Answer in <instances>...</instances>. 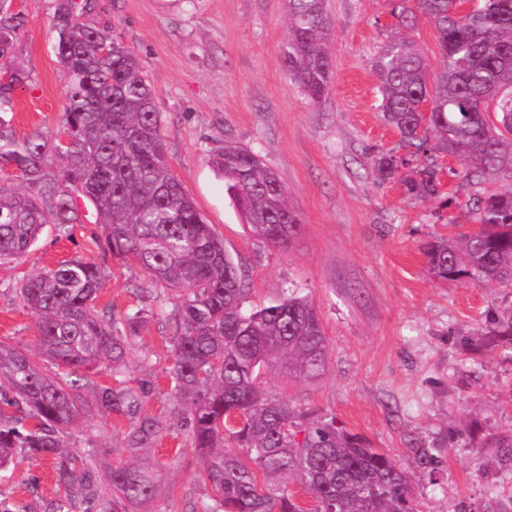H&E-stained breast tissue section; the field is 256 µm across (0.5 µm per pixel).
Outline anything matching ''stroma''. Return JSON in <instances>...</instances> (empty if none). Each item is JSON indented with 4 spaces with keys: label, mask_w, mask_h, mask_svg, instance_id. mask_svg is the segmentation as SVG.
I'll use <instances>...</instances> for the list:
<instances>
[{
    "label": "stroma",
    "mask_w": 512,
    "mask_h": 512,
    "mask_svg": "<svg viewBox=\"0 0 512 512\" xmlns=\"http://www.w3.org/2000/svg\"><path fill=\"white\" fill-rule=\"evenodd\" d=\"M56 4L12 0L24 19L15 52L31 74L12 98L21 137H65ZM326 7L335 70L318 103L288 73V0H91L80 20L111 26L140 58L169 164L244 271L249 303L298 291L317 306L328 339L324 374L269 372L264 393L296 412L335 417L403 463L411 446L435 449L437 470L416 480L420 512H512V339L498 325L512 316V285L429 273L425 244L470 222L450 224L451 210L407 200L398 183L372 172L374 153L399 140L379 108L372 67L393 24L390 0ZM227 142L260 155L287 185L303 224L289 249L252 236L226 195L211 157ZM100 233L95 224H49L27 254L0 265V338L27 347L36 339L38 318L16 291L24 276L75 257L95 263L100 314L142 315L118 380L145 394L130 413H94L71 427L68 464L107 490L113 467L150 459L158 494L129 512H192L210 487L171 391L167 295L139 266L104 255L94 243ZM144 425L142 447H132L130 433ZM52 468L30 449L0 467V512H44L84 495L80 484H57Z\"/></svg>",
    "instance_id": "1"
}]
</instances>
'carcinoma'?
Masks as SVG:
<instances>
[{
  "instance_id": "cac0c4a2",
  "label": "carcinoma",
  "mask_w": 512,
  "mask_h": 512,
  "mask_svg": "<svg viewBox=\"0 0 512 512\" xmlns=\"http://www.w3.org/2000/svg\"><path fill=\"white\" fill-rule=\"evenodd\" d=\"M84 6L59 0L55 50L67 84L62 146L41 132L16 135L12 92L31 81L15 60L23 26L11 0H0V163L24 183L0 185V262L29 251L48 224L100 225L105 253L140 266L171 293L169 376L174 398L191 423L201 457L200 478L211 488L200 512H418L414 481L438 465L432 448H411L410 466L336 426L307 421L259 388L264 371L314 379L325 369L327 338L306 295L292 293L246 305L239 265L169 169L160 113L134 51L105 29L75 21ZM458 0H395L397 33L373 67L384 118L398 148L379 152L373 169L399 183L415 201L458 208L478 229L427 244L429 271L440 279L512 284V0H478L458 16ZM435 29L440 71L408 31L417 16ZM325 0H288L286 63L293 83L313 102L333 77ZM431 99L428 116L417 111ZM455 156L460 168L440 164ZM224 188L250 232L285 250L301 232L288 187L256 153L226 143L212 158ZM468 189L467 200L444 191L443 176ZM101 274L82 261L23 280L17 292L39 316L35 349L0 339V467L31 448L57 460L55 479L80 481L63 459L64 434L97 407L126 413L140 396L97 382L120 373L140 313L106 318L95 300ZM42 357L63 369L48 374ZM231 439L236 448L224 446ZM112 498L100 512H124L156 495L146 463L112 468ZM312 500L305 508L290 485ZM88 497H66L48 512H89Z\"/></svg>"
}]
</instances>
